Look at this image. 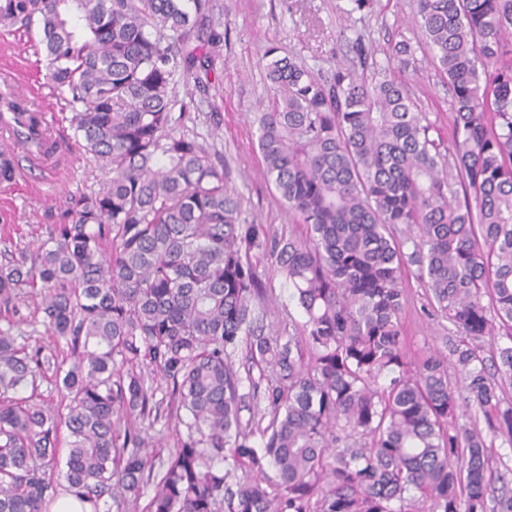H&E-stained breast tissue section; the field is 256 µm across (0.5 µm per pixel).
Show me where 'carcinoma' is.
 Segmentation results:
<instances>
[{
	"label": "carcinoma",
	"instance_id": "carcinoma-1",
	"mask_svg": "<svg viewBox=\"0 0 512 512\" xmlns=\"http://www.w3.org/2000/svg\"><path fill=\"white\" fill-rule=\"evenodd\" d=\"M414 5L448 79V143L360 45L359 65L329 81L265 52L273 97L258 149L306 227L298 237L242 217L185 129L176 76L213 72L214 0H0L1 27L38 33L75 141L110 173L37 248L3 250L0 313L38 291L66 350L0 330V512H49L61 463L93 512L147 485V512H512L511 493L489 494L482 429L450 430L467 404L512 443V345L496 348L492 374L483 356L495 323L512 337V0ZM4 106L26 127L0 131L15 144L0 149L6 187L20 153L55 145L26 99ZM255 252L275 259L304 311L286 335L266 323ZM407 265L460 337L461 392L443 353L405 351ZM159 380L185 430L165 459L138 428L163 417ZM40 381L61 385L55 407Z\"/></svg>",
	"mask_w": 512,
	"mask_h": 512
}]
</instances>
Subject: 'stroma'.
I'll return each instance as SVG.
<instances>
[{
    "instance_id": "1",
    "label": "stroma",
    "mask_w": 512,
    "mask_h": 512,
    "mask_svg": "<svg viewBox=\"0 0 512 512\" xmlns=\"http://www.w3.org/2000/svg\"><path fill=\"white\" fill-rule=\"evenodd\" d=\"M215 4L224 32L218 86L212 99L203 101L191 98L194 84L188 81L180 85L179 97L189 110L187 130L198 134L213 161L222 162L248 219L278 232L292 225L280 196L263 177L256 144L254 115L265 110L272 96L263 59L268 48H277L280 55L296 58L329 79L338 63L355 60L357 44H364L371 62L405 81L440 136L450 139L448 83L423 48L413 0H374L372 10L363 12L354 10L351 0H215ZM403 40L409 43L411 55L394 52V45ZM45 73V56L35 52L29 35L0 31V89H16L44 116L63 118V102L46 85ZM101 177L66 139L59 141L51 157L21 161L15 183L0 187V235L8 233L30 243L43 239L70 195L96 186ZM255 261L259 277L277 298L268 323L283 332L291 330L293 322L303 318L301 308L291 299L274 260L259 255ZM403 283L401 320L409 356L427 349L450 352L458 342L454 327L432 316L426 291L412 272H405ZM37 303L36 297L26 298L19 320L10 323L0 317V329H11L34 347L54 344V337L34 314Z\"/></svg>"
}]
</instances>
